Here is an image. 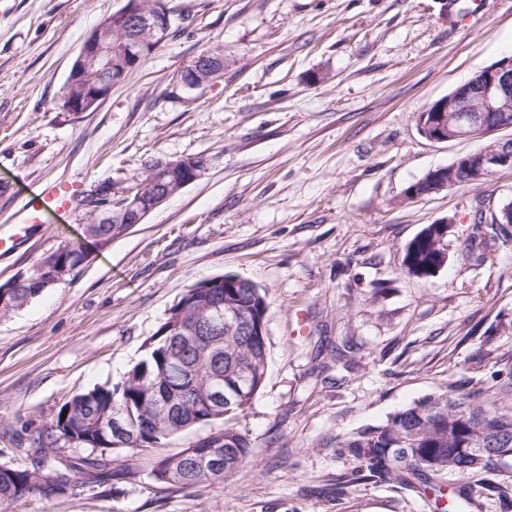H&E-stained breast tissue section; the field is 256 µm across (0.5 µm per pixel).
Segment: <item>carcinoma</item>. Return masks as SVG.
I'll return each instance as SVG.
<instances>
[{"label": "carcinoma", "instance_id": "cac0c4a2", "mask_svg": "<svg viewBox=\"0 0 512 512\" xmlns=\"http://www.w3.org/2000/svg\"><path fill=\"white\" fill-rule=\"evenodd\" d=\"M224 58L222 49L208 48L191 65L186 79L194 81L210 73L206 64ZM491 199H475L472 235L474 240L495 232ZM127 224H89L88 235L106 248L128 233ZM448 225H426L404 248L402 265L417 278L433 276L448 261ZM82 250L70 244L41 259L31 272L14 278L7 298L0 305V317L24 307L48 289L51 281L71 277L76 267L86 263ZM212 287L188 288L170 309L156 332L143 344V357L130 367L122 380L111 385H95L72 396L60 408L51 424L27 438L24 453L40 456L36 474L29 468L0 464V505L30 493L61 496L75 480L104 485L118 476L131 478L134 472L112 470V452L158 447L170 438L199 426H211L210 434L196 441L202 449L207 441L224 440V475L217 480L197 468L187 449L156 457L147 473L162 486L194 488L231 484L249 462L251 443L226 421L244 412L262 388L268 364L267 336L260 332L267 323L269 304L260 288L248 280L223 275L207 279ZM231 307L249 330L235 329L210 335L203 328L195 336H183L178 327L196 324L214 302ZM118 414L125 425L122 446L112 444V416ZM512 435V412H501L463 397L446 393L427 394L390 414L376 426L349 435L342 447L361 462L357 478L369 476L381 482L423 490L434 497L436 508L465 512L474 505L470 486L464 483L474 473L495 468L490 457L472 460L478 432ZM83 454L63 460L64 445Z\"/></svg>", "mask_w": 512, "mask_h": 512}]
</instances>
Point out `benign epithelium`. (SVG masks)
I'll return each instance as SVG.
<instances>
[{"mask_svg":"<svg viewBox=\"0 0 512 512\" xmlns=\"http://www.w3.org/2000/svg\"><path fill=\"white\" fill-rule=\"evenodd\" d=\"M170 16L167 0H156L154 10L149 11L143 0H123V5L104 17L84 38L74 59L67 85L82 80L83 64L96 63L109 74V80L86 89L85 93L68 102L72 112L95 110L106 98L112 86L124 82L131 70L141 62L146 53V43L135 40L124 42L115 48L106 41L112 30L142 29L151 39L166 36L163 21ZM512 111V55L505 56L494 65L481 70L477 78H471L455 87L451 95L442 97L430 105V110L418 117L419 133L426 140L436 143L469 140L475 133L493 135L502 129L497 116L500 112ZM468 183L482 186L500 169L512 168V137L499 139L485 151L470 153L460 159ZM206 162L201 157H183L175 160H159L147 170V181L139 179L106 180L90 186L84 194L81 208L91 217L108 223L131 224L142 221L156 208L174 195V191L186 187L198 179L205 170ZM456 170L431 172L427 193H437L448 188V177ZM508 435L486 436L478 442L477 452L503 461L512 453L501 447ZM223 441L212 443V447L200 451L197 458L202 469L219 477Z\"/></svg>","mask_w":512,"mask_h":512,"instance_id":"benign-epithelium-1","label":"benign epithelium"}]
</instances>
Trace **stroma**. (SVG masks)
Wrapping results in <instances>:
<instances>
[{
    "label": "stroma",
    "mask_w": 512,
    "mask_h": 512,
    "mask_svg": "<svg viewBox=\"0 0 512 512\" xmlns=\"http://www.w3.org/2000/svg\"><path fill=\"white\" fill-rule=\"evenodd\" d=\"M122 0H0V284L60 245L82 243L73 278L0 318V463L61 405L117 383L182 293L235 275L267 297L268 368L230 424L251 442L229 486L162 488V449L116 452L132 478L30 494L0 512H431L411 489L371 478L341 443L423 395L512 410V241L474 254L475 193L512 200V170L482 188L408 198L429 170L477 143H434L417 116L512 54V0H171L180 31L93 112L57 102L84 37ZM221 47L224 76L175 79ZM199 156L204 173L101 249L79 209L16 231L46 183L143 178L145 161ZM451 221L448 263L408 275L405 245ZM473 512H512V460L471 481Z\"/></svg>",
    "instance_id": "35a3bbf8"
}]
</instances>
